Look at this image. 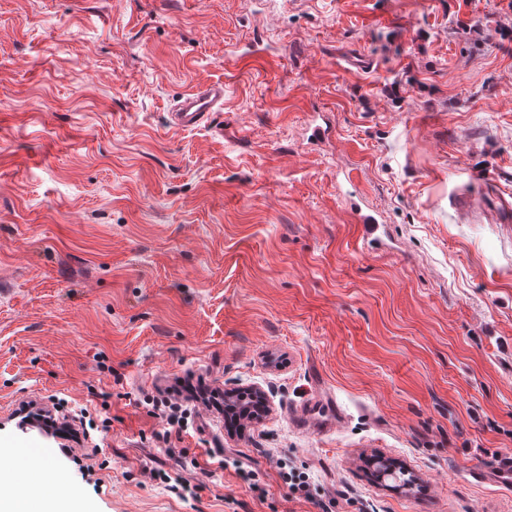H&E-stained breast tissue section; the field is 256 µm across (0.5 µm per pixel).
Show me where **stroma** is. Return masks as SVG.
I'll list each match as a JSON object with an SVG mask.
<instances>
[{
  "instance_id": "35a3bbf8",
  "label": "stroma",
  "mask_w": 512,
  "mask_h": 512,
  "mask_svg": "<svg viewBox=\"0 0 512 512\" xmlns=\"http://www.w3.org/2000/svg\"><path fill=\"white\" fill-rule=\"evenodd\" d=\"M218 82L206 126H169ZM200 377L262 387L271 411L238 434L188 403L167 455L153 401ZM508 453L512 0H0L11 492L70 488L73 512H512V488L474 477ZM379 454L413 488L373 481ZM223 104L222 83L202 85L177 100L168 113L170 126L186 130L204 125Z\"/></svg>"
}]
</instances>
